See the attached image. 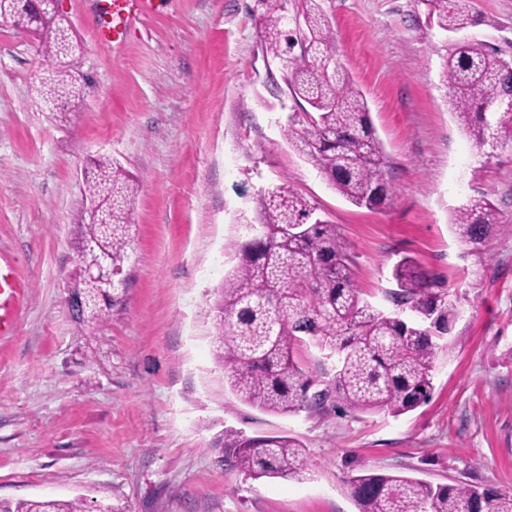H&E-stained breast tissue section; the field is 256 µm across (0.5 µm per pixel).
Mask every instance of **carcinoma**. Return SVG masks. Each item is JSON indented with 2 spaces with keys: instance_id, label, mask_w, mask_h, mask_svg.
Here are the masks:
<instances>
[{
  "instance_id": "cac0c4a2",
  "label": "carcinoma",
  "mask_w": 512,
  "mask_h": 512,
  "mask_svg": "<svg viewBox=\"0 0 512 512\" xmlns=\"http://www.w3.org/2000/svg\"><path fill=\"white\" fill-rule=\"evenodd\" d=\"M323 0H297L305 29L287 34L286 17L263 22L266 51L285 61V81L300 111L289 117L287 136L332 187L358 207L379 208L388 197L384 155L366 97L336 55V40ZM428 18L457 34L476 24L471 0H422ZM28 0H0V16H14L39 41L38 94L44 101L76 104L87 82L75 67L81 48L68 20L53 4L27 11ZM448 108L480 147L512 146V57L482 41L452 43L442 65ZM132 177L107 157L91 160L83 189L81 243L91 242L120 269L130 247ZM260 224L240 245L239 262L224 278L217 303V351L238 398L261 411L292 415L320 411L331 397L359 411L399 416L425 403L433 389L437 340L456 315L450 294L409 257L392 269L393 306L380 310L351 282L352 260L338 227L285 186L257 195ZM504 223L485 196L453 212L459 238L480 249ZM313 342L333 361L325 388L294 360V348ZM224 464L258 478L300 479L304 448L291 436L247 437L229 428L221 440ZM358 512H512V493L471 484L433 486L402 475L366 473L350 478ZM0 512H85L77 501L0 500Z\"/></svg>"
}]
</instances>
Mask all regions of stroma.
<instances>
[{
    "label": "stroma",
    "instance_id": "35a3bbf8",
    "mask_svg": "<svg viewBox=\"0 0 512 512\" xmlns=\"http://www.w3.org/2000/svg\"><path fill=\"white\" fill-rule=\"evenodd\" d=\"M467 36L512 52V0H474ZM295 0H167L121 48L98 43L96 0H61L93 86L60 122L36 93V44L0 21V255L24 288L0 335V499L85 512H358L366 472L512 492V148L481 147L448 109L451 37L421 0H325L340 62L364 93L386 160L379 210L340 196L287 136L293 102L261 34ZM103 154L134 177L131 250L95 335L66 297L79 267L82 171ZM284 185L336 224L352 281L386 310L402 257L457 309L429 401L394 417L339 402L266 413L230 389L216 355L217 290L238 261L255 196ZM485 195L508 223L476 250L451 216ZM288 435L303 479L225 466V429Z\"/></svg>",
    "mask_w": 512,
    "mask_h": 512
}]
</instances>
